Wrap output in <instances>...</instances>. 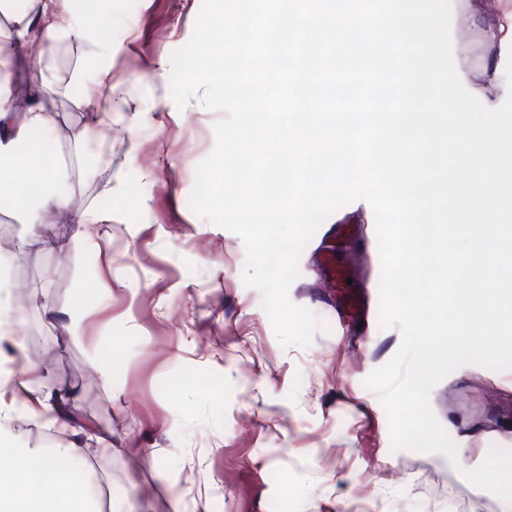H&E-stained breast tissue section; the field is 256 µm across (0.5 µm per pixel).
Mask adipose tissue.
Listing matches in <instances>:
<instances>
[{"instance_id":"1","label":"adipose tissue","mask_w":512,"mask_h":512,"mask_svg":"<svg viewBox=\"0 0 512 512\" xmlns=\"http://www.w3.org/2000/svg\"><path fill=\"white\" fill-rule=\"evenodd\" d=\"M462 11L474 26L482 27L489 53L484 57L472 84L474 90L486 99L489 105H497L505 89L498 80V50L512 48V0H461ZM494 15L492 25H485L487 15ZM29 27L22 23L0 24V121L8 120L15 110L10 88L4 81L11 50L22 47L29 40ZM46 64L36 60L32 76L42 97L38 105L27 108L21 124L13 138L0 141V198H18L22 206L25 224L31 233H38L47 211L66 208L68 196L62 187L68 175L46 166L40 156L24 150L23 145L33 131L49 127L48 114L60 94L58 86L44 78ZM96 95L89 106L90 124L100 127L112 119V109L121 98V84L110 77V68L99 65ZM109 453L111 447L102 438H95L92 446L82 444L64 449L63 452L36 455L34 449L17 448L13 454L15 466L0 468V512H77L81 499L72 493L67 481L61 480L62 460L79 459L88 450ZM39 456L41 468L29 470L25 462L31 456ZM54 483L51 495H44L41 488Z\"/></svg>"}]
</instances>
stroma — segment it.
Segmentation results:
<instances>
[{"label":"stroma","mask_w":512,"mask_h":512,"mask_svg":"<svg viewBox=\"0 0 512 512\" xmlns=\"http://www.w3.org/2000/svg\"><path fill=\"white\" fill-rule=\"evenodd\" d=\"M202 0H81L88 36L30 44L8 69L19 125L34 102L31 58L47 75L70 76L56 102L60 127L82 131L84 93L98 60L123 84L110 126L73 143L76 190L52 218L94 209L98 238L66 224L56 248L27 251L0 269L17 308L5 320L19 339H0V366L13 368L9 390L75 392V415L112 442L88 454L68 479L95 484L98 512H502L498 495L467 482L444 455L390 449L388 418L365 379L400 345V333L371 319L365 356L341 347L359 325L337 323L336 297L316 274L314 231L298 262L290 300L318 330L305 348L282 347L246 286L241 238L189 207L197 165L214 149L222 113L170 95V56L191 38ZM111 16L108 32L95 24ZM458 71L473 76L487 46L478 30L451 23ZM137 150H130V143ZM352 224L357 239L337 244L353 268V288L380 295L381 259L370 205L353 201L328 218ZM49 298L51 313L28 307L26 289ZM223 336L224 346L208 340ZM431 407L462 448L467 468L490 445L512 449V370L462 366L430 394Z\"/></svg>","instance_id":"1"}]
</instances>
